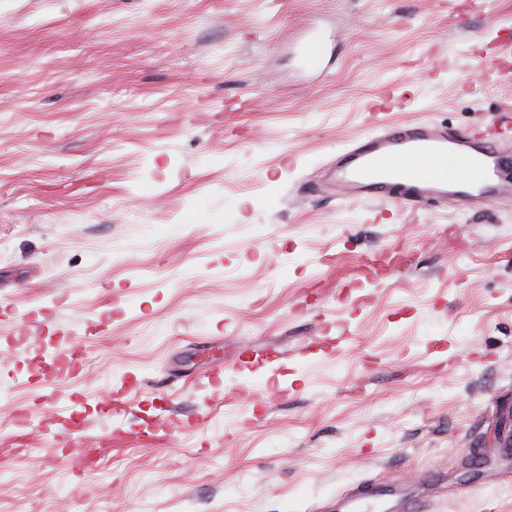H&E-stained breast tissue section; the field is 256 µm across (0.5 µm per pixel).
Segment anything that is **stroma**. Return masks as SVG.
I'll use <instances>...</instances> for the list:
<instances>
[{
	"mask_svg": "<svg viewBox=\"0 0 512 512\" xmlns=\"http://www.w3.org/2000/svg\"><path fill=\"white\" fill-rule=\"evenodd\" d=\"M0 0V512H306L456 470L512 414V206L370 224L320 182L385 84L394 121L512 113V0ZM330 74L297 55L312 27ZM457 53L445 69L436 54ZM402 256L370 305L368 257ZM33 311L39 343L15 334ZM331 324L322 334V324ZM294 350L258 390L191 376ZM121 406L102 470L43 424ZM438 512H512L491 484Z\"/></svg>",
	"mask_w": 512,
	"mask_h": 512,
	"instance_id": "1",
	"label": "stroma"
}]
</instances>
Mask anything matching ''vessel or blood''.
<instances>
[{
    "mask_svg": "<svg viewBox=\"0 0 512 512\" xmlns=\"http://www.w3.org/2000/svg\"><path fill=\"white\" fill-rule=\"evenodd\" d=\"M307 71L325 70L326 51L319 38L307 42L303 51ZM403 100L387 85L383 97L367 116L369 133L345 146L336 156L331 185L340 207L362 204L368 221L377 224L393 215L420 214L443 205L467 211L496 207L512 199V126L477 124L443 126L429 120L390 122L386 114L401 108ZM436 163L437 170L422 179L412 171L393 167L396 159ZM69 434L82 444L108 443L111 431L71 422ZM498 455L477 470L468 471L456 484L465 494L473 483H499L512 467V438L497 441ZM438 479L428 474L419 488L384 484L365 476L351 484L347 494L337 497L336 512H433L431 495Z\"/></svg>",
    "mask_w": 512,
    "mask_h": 512,
    "instance_id": "b4317fda",
    "label": "vessel or blood"
}]
</instances>
